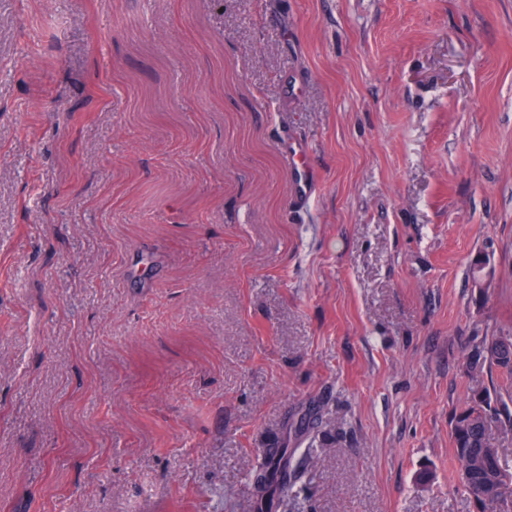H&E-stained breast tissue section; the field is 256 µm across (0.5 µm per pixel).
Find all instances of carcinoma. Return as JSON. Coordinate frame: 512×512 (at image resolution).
Wrapping results in <instances>:
<instances>
[{"label": "carcinoma", "instance_id": "1", "mask_svg": "<svg viewBox=\"0 0 512 512\" xmlns=\"http://www.w3.org/2000/svg\"><path fill=\"white\" fill-rule=\"evenodd\" d=\"M503 339L512 341V336H492L487 339L486 352L490 353V364L512 376V361H504L491 354L492 349ZM496 419L497 414L484 399L469 403L456 411L450 427L452 445L460 462L459 481L473 497L481 498V512H503L502 503L507 501V489L512 486V470L502 463L500 456H495L486 464L479 465L476 462V449L490 447L489 430L491 422ZM287 452L286 448H278L257 458L250 481L257 501H263L270 478L278 474V499L281 503L288 504V499L293 495V484L288 479V473L281 472Z\"/></svg>", "mask_w": 512, "mask_h": 512}]
</instances>
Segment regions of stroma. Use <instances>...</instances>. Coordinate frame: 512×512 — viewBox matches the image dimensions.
<instances>
[{
    "label": "stroma",
    "instance_id": "1",
    "mask_svg": "<svg viewBox=\"0 0 512 512\" xmlns=\"http://www.w3.org/2000/svg\"><path fill=\"white\" fill-rule=\"evenodd\" d=\"M501 334L512 0H0V512H475ZM282 155L294 175L293 196L297 199L306 196L316 180L308 149L301 142H288L282 149ZM494 420H498L497 414L484 399L465 405L451 421L452 445L460 462L459 481L474 498L481 497L483 510L477 512H508L502 510V503L507 502V489L512 486V470L502 463L497 449L491 462H476V448L490 447L489 430ZM287 452L288 448H277L275 452H265L257 458L250 484L253 495L260 504L270 485L271 476L276 475L281 470Z\"/></svg>",
    "mask_w": 512,
    "mask_h": 512
}]
</instances>
